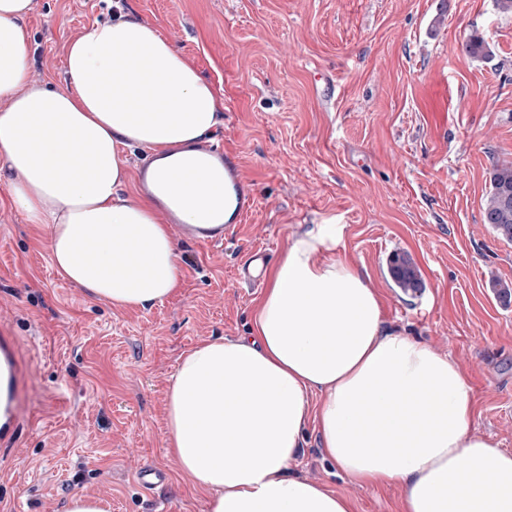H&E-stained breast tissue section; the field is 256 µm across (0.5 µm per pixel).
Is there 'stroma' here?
Returning a JSON list of instances; mask_svg holds the SVG:
<instances>
[{
  "mask_svg": "<svg viewBox=\"0 0 512 512\" xmlns=\"http://www.w3.org/2000/svg\"><path fill=\"white\" fill-rule=\"evenodd\" d=\"M32 0L31 80L67 88L65 48L122 15L160 29L217 89L212 143L233 152L258 205L222 242L172 227L179 290L148 309L112 306L64 280L48 234L0 183V326L25 359L15 445L0 448V512H66L77 493L109 512H208L166 447V398L182 354L246 335L263 285L240 281L305 225L335 217L337 250L363 265L386 324L450 355L476 403L473 429L512 451V242L483 222L492 169L512 162V13L494 0ZM484 36L493 55L462 48ZM408 254L424 287L395 288ZM299 475L355 512H398L400 487H363L324 462L315 434ZM154 465L153 490L136 472ZM388 271L396 287L403 294H417L422 288L421 274L412 258L406 253H394Z\"/></svg>",
  "mask_w": 512,
  "mask_h": 512,
  "instance_id": "35a3bbf8",
  "label": "stroma"
}]
</instances>
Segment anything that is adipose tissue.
Returning a JSON list of instances; mask_svg holds the SVG:
<instances>
[{
	"instance_id": "adipose-tissue-1",
	"label": "adipose tissue",
	"mask_w": 512,
	"mask_h": 512,
	"mask_svg": "<svg viewBox=\"0 0 512 512\" xmlns=\"http://www.w3.org/2000/svg\"><path fill=\"white\" fill-rule=\"evenodd\" d=\"M31 0H0V182L45 225L54 267L118 307L182 284L168 220L223 231L224 165L197 144L220 122L214 86L159 31L123 18L85 27L66 91L32 85ZM150 153L147 187L120 196L124 149ZM327 217L289 238L249 335L202 342L167 393V447L209 512H354L293 466L315 431L330 467L397 485L401 512H512V452L473 432L465 372L387 328L365 267L338 255Z\"/></svg>"
}]
</instances>
